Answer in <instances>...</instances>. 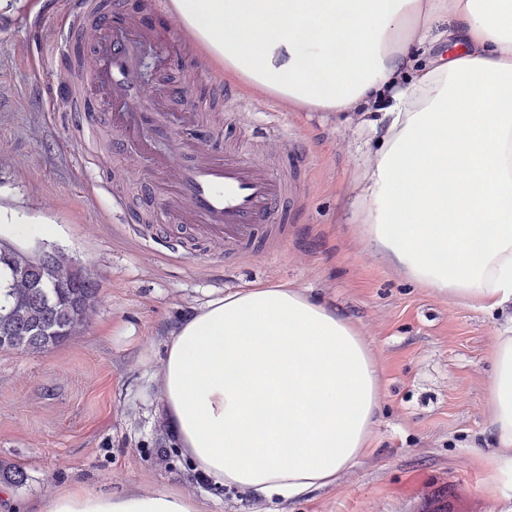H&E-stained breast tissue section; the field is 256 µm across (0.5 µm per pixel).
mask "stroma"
<instances>
[{"label":"stroma","instance_id":"obj_1","mask_svg":"<svg viewBox=\"0 0 512 512\" xmlns=\"http://www.w3.org/2000/svg\"><path fill=\"white\" fill-rule=\"evenodd\" d=\"M73 0H10L0 9V240L64 252L93 275L98 297L77 336L41 352L0 350V512L70 484L112 494L178 489L199 512H432L459 496L464 512H512V490L489 492L481 461L495 449L485 406L495 336L511 316L460 305L408 281L354 223L358 182L378 146L384 101L354 112H301L241 87L225 103L192 81L204 56L168 7L121 0L151 37L140 49L149 85L169 112L203 110L221 153L257 144L270 171L303 168L293 233L277 253L225 257L192 247L162 200L147 199L140 162L103 158L78 113L53 108L43 43ZM126 195L141 220L113 204ZM255 283L285 284L352 320L376 362L380 411L367 452L335 484L266 501L201 477L157 410L173 328L208 300Z\"/></svg>","mask_w":512,"mask_h":512}]
</instances>
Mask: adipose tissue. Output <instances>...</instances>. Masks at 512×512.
Instances as JSON below:
<instances>
[{"label":"adipose tissue","mask_w":512,"mask_h":512,"mask_svg":"<svg viewBox=\"0 0 512 512\" xmlns=\"http://www.w3.org/2000/svg\"><path fill=\"white\" fill-rule=\"evenodd\" d=\"M226 76L309 112L385 95L387 121L355 219L414 284L512 308V0H170ZM456 52L412 81L413 45L440 14ZM159 410L215 484L290 500L363 454L380 407L374 358L347 318L285 285L209 300L166 344ZM486 406L495 483L512 475V327ZM39 512H199L183 492L58 489Z\"/></svg>","instance_id":"1"}]
</instances>
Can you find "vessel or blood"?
Masks as SVG:
<instances>
[{"instance_id":"b4317fda","label":"vessel or blood","mask_w":512,"mask_h":512,"mask_svg":"<svg viewBox=\"0 0 512 512\" xmlns=\"http://www.w3.org/2000/svg\"><path fill=\"white\" fill-rule=\"evenodd\" d=\"M103 39L95 49L84 81L102 89L112 106L115 151L135 146L152 154L153 177L172 187L170 207L177 223L189 225L204 241L235 253L268 250L287 241L290 184L272 177L268 167L246 159L243 149L216 155L205 152V127L194 116L182 124L136 79V44L147 34L130 19L106 12Z\"/></svg>"}]
</instances>
